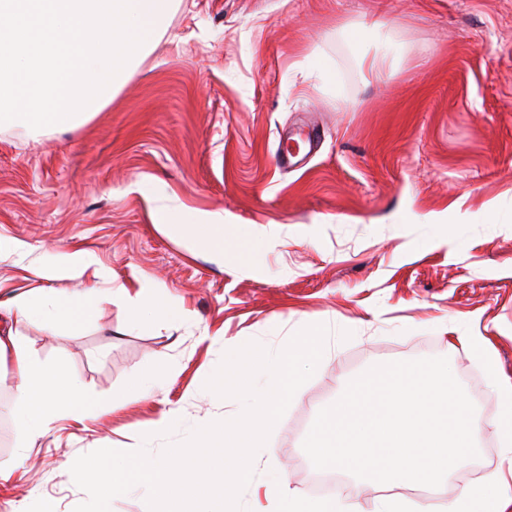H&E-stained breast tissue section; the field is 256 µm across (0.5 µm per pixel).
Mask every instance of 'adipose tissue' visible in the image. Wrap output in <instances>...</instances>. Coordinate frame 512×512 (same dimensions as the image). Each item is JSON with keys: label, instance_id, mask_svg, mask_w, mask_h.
Returning <instances> with one entry per match:
<instances>
[{"label": "adipose tissue", "instance_id": "adipose-tissue-1", "mask_svg": "<svg viewBox=\"0 0 512 512\" xmlns=\"http://www.w3.org/2000/svg\"><path fill=\"white\" fill-rule=\"evenodd\" d=\"M156 227L165 235L189 244L194 252L220 257L230 250L245 261L270 243L269 238L257 237L248 229L235 241H227L223 216L212 213H194L188 224L164 220L157 222ZM31 273L34 285L0 300V356L11 355L17 377L12 397L0 405V414L11 420L27 444L47 434L58 420H93L116 413L124 402L111 394L88 393L59 367L42 362L19 339L16 323L26 320L53 329L90 321L101 305L112 301L125 308L128 327L140 331L149 330L161 321L185 317L184 311L163 294L145 286L134 292L122 283L105 292L95 288L73 292L50 288V281L58 279L106 278V270L98 267L92 254L84 249L61 254L54 264L34 267ZM266 487L271 512H360L352 502L298 496L286 483L277 480L268 481ZM447 512H512V496L500 492L496 481L484 480L462 489L449 501Z\"/></svg>", "mask_w": 512, "mask_h": 512}]
</instances>
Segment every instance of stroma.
Here are the masks:
<instances>
[{
	"label": "stroma",
	"instance_id": "1",
	"mask_svg": "<svg viewBox=\"0 0 512 512\" xmlns=\"http://www.w3.org/2000/svg\"><path fill=\"white\" fill-rule=\"evenodd\" d=\"M382 22L372 32L374 22ZM401 52L386 80L363 56ZM317 146L283 166L290 134ZM191 210L271 235L244 265L192 254L153 211ZM0 236L47 264L80 247L129 288L158 286L188 313L146 333L104 304L98 317L20 336L90 393L146 400L82 424L62 421L19 456L8 418L0 512H73L85 492L63 463L93 450L159 456L239 399L204 388L228 344L286 343L313 324L333 347L269 436L240 495L280 477L313 495L303 450L317 413L375 364L447 358L482 428L478 469L498 473L495 381L512 383V0H182L112 102L78 128H0ZM486 337L497 376L448 331ZM171 425L153 431L165 410Z\"/></svg>",
	"mask_w": 512,
	"mask_h": 512
}]
</instances>
